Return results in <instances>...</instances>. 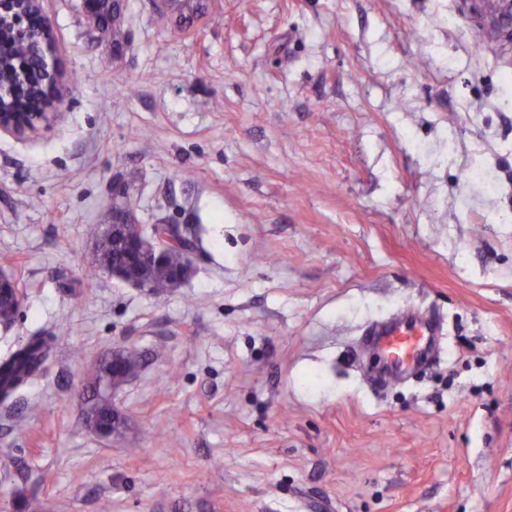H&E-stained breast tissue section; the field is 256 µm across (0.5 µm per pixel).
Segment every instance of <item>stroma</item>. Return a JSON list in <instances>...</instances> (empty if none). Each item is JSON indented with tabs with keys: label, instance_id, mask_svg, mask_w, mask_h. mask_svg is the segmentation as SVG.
Listing matches in <instances>:
<instances>
[{
	"label": "stroma",
	"instance_id": "35a3bbf8",
	"mask_svg": "<svg viewBox=\"0 0 512 512\" xmlns=\"http://www.w3.org/2000/svg\"><path fill=\"white\" fill-rule=\"evenodd\" d=\"M127 3L101 45L43 0L62 102L0 135V359L55 337L0 402V512H512V40L465 0H208L178 42ZM124 204L196 243L163 296L92 269ZM406 307L436 359L376 384L362 332ZM128 346L105 437L87 370Z\"/></svg>",
	"mask_w": 512,
	"mask_h": 512
}]
</instances>
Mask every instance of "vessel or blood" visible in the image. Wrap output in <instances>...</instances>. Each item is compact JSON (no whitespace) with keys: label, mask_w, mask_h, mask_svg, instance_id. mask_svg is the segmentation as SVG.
Wrapping results in <instances>:
<instances>
[{"label":"vessel or blood","mask_w":512,"mask_h":512,"mask_svg":"<svg viewBox=\"0 0 512 512\" xmlns=\"http://www.w3.org/2000/svg\"><path fill=\"white\" fill-rule=\"evenodd\" d=\"M438 328L415 310L404 309L367 327L364 337L383 379L399 380L420 370L432 352Z\"/></svg>","instance_id":"vessel-or-blood-1"}]
</instances>
